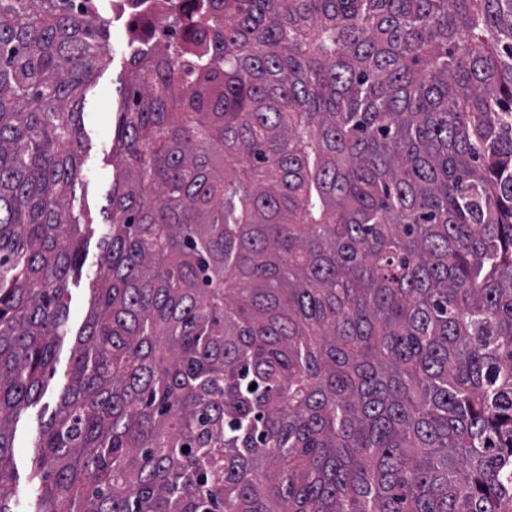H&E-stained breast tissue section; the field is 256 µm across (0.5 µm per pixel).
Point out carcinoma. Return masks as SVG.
Instances as JSON below:
<instances>
[{
    "mask_svg": "<svg viewBox=\"0 0 512 512\" xmlns=\"http://www.w3.org/2000/svg\"><path fill=\"white\" fill-rule=\"evenodd\" d=\"M108 27L0 0V512ZM165 37L34 512H512V0H190Z\"/></svg>",
    "mask_w": 512,
    "mask_h": 512,
    "instance_id": "1",
    "label": "carcinoma"
}]
</instances>
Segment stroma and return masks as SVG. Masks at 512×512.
Segmentation results:
<instances>
[{
	"label": "stroma",
	"instance_id": "35a3bbf8",
	"mask_svg": "<svg viewBox=\"0 0 512 512\" xmlns=\"http://www.w3.org/2000/svg\"><path fill=\"white\" fill-rule=\"evenodd\" d=\"M127 31L124 23L110 26L109 42L112 62L98 70L85 92L82 182L75 190L73 210L83 214V262L81 274L68 280L69 317L66 334L56 350L53 372L44 397L23 411L14 426L13 457L16 512H31L35 489L30 479L36 443L43 421L48 420L66 388L72 368L76 335L83 325L89 307L90 284L99 254V242L105 223L107 198L112 189V138L115 112L128 85L125 61L128 57Z\"/></svg>",
	"mask_w": 512,
	"mask_h": 512
}]
</instances>
